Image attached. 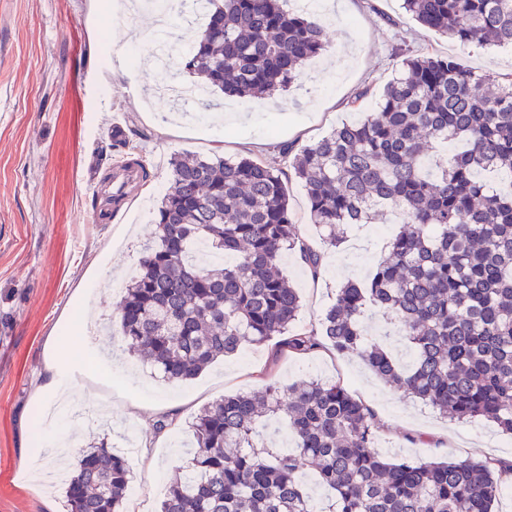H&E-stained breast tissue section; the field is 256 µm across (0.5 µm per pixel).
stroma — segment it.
Here are the masks:
<instances>
[{
    "instance_id": "stroma-1",
    "label": "stroma",
    "mask_w": 512,
    "mask_h": 512,
    "mask_svg": "<svg viewBox=\"0 0 512 512\" xmlns=\"http://www.w3.org/2000/svg\"><path fill=\"white\" fill-rule=\"evenodd\" d=\"M0 0V512H64L59 485L35 489L30 470L73 468L94 439L112 448L133 443L132 489L157 512L170 479L192 466L190 425L207 403L265 383L336 379L368 405L381 424L378 450L391 458H512V444L483 418L459 422L372 374L354 356L277 351L273 342L244 347L187 382L165 381L124 348L118 306L152 238L157 206L176 154L266 158L270 145L301 148L370 111L398 76L405 53L456 59L504 77L512 49H484L422 29L402 0H292L309 9L333 42L308 60L291 88L243 101L211 94L214 108L173 106L160 96L170 83L191 86L180 65L198 23L184 12L160 15L149 0L114 18L110 0ZM136 28L152 30L140 44ZM149 134L143 154L150 178L120 220L91 224L88 183L103 176L100 150L113 118ZM393 218L350 228L336 250L323 251L319 278L297 251L281 260L300 288L303 307L292 327L318 328L347 280L367 282L388 253ZM60 340L76 375L73 403L36 424V391L46 354ZM174 423L154 433L163 415Z\"/></svg>"
}]
</instances>
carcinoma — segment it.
Listing matches in <instances>:
<instances>
[{
  "mask_svg": "<svg viewBox=\"0 0 512 512\" xmlns=\"http://www.w3.org/2000/svg\"><path fill=\"white\" fill-rule=\"evenodd\" d=\"M289 0H224L208 14L185 70L208 89L274 96L328 48L320 25ZM421 27L480 47H512V0H403ZM373 111L292 152L311 222L327 249L344 227L368 224L385 204L399 219L368 285L350 282L321 333L293 332L301 297L279 269L298 250L316 277L321 254L293 224L277 160L175 156L170 187L119 305L128 351L168 381L189 380L246 345L277 340L295 355L320 349L359 358L406 394L458 421L483 417L512 435V78L500 81L451 58L408 55ZM112 132V155L149 170L140 141ZM455 142L448 156L433 144ZM367 310L386 317L413 356L402 365L367 336ZM276 420L290 451L258 443ZM372 412L340 381L270 383L260 397L226 396L193 423L192 471L173 479L160 512H311L299 481L312 470L335 493L330 512H494L512 459L387 460ZM132 474L102 442L80 452L65 481L66 512H123Z\"/></svg>",
  "mask_w": 512,
  "mask_h": 512,
  "instance_id": "1",
  "label": "carcinoma"
}]
</instances>
